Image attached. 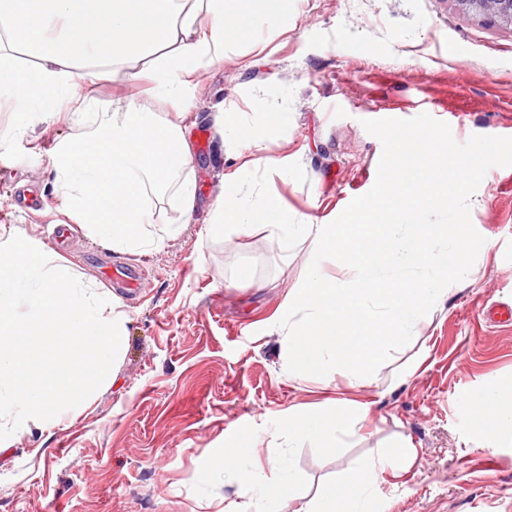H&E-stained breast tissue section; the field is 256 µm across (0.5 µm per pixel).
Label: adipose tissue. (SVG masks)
Returning a JSON list of instances; mask_svg holds the SVG:
<instances>
[{
    "label": "adipose tissue",
    "instance_id": "ef3b65f1",
    "mask_svg": "<svg viewBox=\"0 0 512 512\" xmlns=\"http://www.w3.org/2000/svg\"><path fill=\"white\" fill-rule=\"evenodd\" d=\"M282 0H0V107L14 123L0 128L7 147L33 121L66 114L79 128L60 140L51 155L53 187L73 223L83 225L122 253L160 248L182 230L155 224L151 201L165 192L183 217L195 210L196 190L186 172L192 148L180 125L162 119L134 98L105 101L85 85L89 68L146 84L148 93L176 112L189 111L197 77L222 64L236 36L255 35L276 18ZM36 63L26 70L12 63L16 51ZM357 409L336 400L311 411L288 413L289 437L336 447ZM411 455L379 452L307 502L304 512H369L377 473L401 472ZM221 470L235 478V501L225 512H286L296 497L286 460L275 464L277 480L261 478L246 454L225 456Z\"/></svg>",
    "mask_w": 512,
    "mask_h": 512
}]
</instances>
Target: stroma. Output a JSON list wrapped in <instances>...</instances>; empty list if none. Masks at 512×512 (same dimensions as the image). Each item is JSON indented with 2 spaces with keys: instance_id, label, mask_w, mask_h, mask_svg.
<instances>
[{
  "instance_id": "obj_1",
  "label": "stroma",
  "mask_w": 512,
  "mask_h": 512,
  "mask_svg": "<svg viewBox=\"0 0 512 512\" xmlns=\"http://www.w3.org/2000/svg\"><path fill=\"white\" fill-rule=\"evenodd\" d=\"M222 110L273 124L259 158L301 163L307 180L273 172L272 195L291 215L330 222L376 181L382 144L364 120L425 113L460 143L512 136V26L455 0H288L260 42L240 41L201 73L196 105L179 119L197 209L186 223L168 196L153 201L157 223L184 229L148 253L113 251L79 224L62 251L51 231L67 217L50 155L79 130L49 119L14 139L0 153V226L41 240L77 278L120 297L128 321L116 382L0 450V512H222L234 488L214 461L231 448L249 449L267 476L273 459L289 458L299 512L406 440L414 461L378 475L372 512H512V422L471 402L512 378V324L486 317L512 305V167L490 169L471 199L485 243L463 284L449 286L370 384L333 372L297 380L278 323L314 248L284 250L266 226L212 238L207 218L239 166L236 144L215 129ZM105 257L139 268L140 287L102 283ZM336 398L368 408L336 453L285 433L289 409Z\"/></svg>"
}]
</instances>
